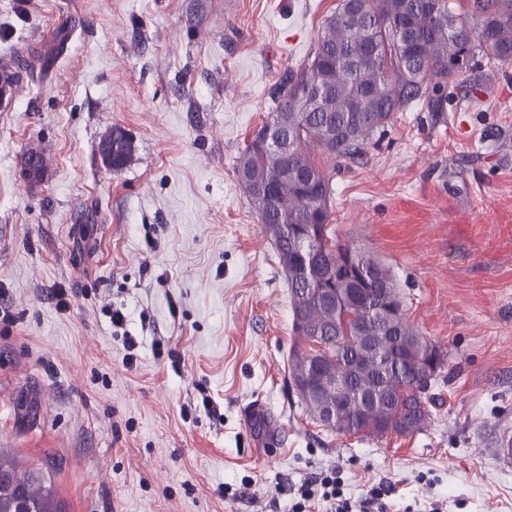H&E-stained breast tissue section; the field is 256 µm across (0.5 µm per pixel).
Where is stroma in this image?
Instances as JSON below:
<instances>
[{"instance_id":"stroma-1","label":"stroma","mask_w":512,"mask_h":512,"mask_svg":"<svg viewBox=\"0 0 512 512\" xmlns=\"http://www.w3.org/2000/svg\"><path fill=\"white\" fill-rule=\"evenodd\" d=\"M337 4L0 0V54L31 59L0 112V455L52 460L70 512H291L333 471L355 505L383 483L393 512H512L496 460L512 436V63L480 54L474 101L398 113L357 161L316 158L332 229L388 266L407 321L448 352L431 425L341 435L286 383L309 346L234 168ZM116 129L119 170L101 155ZM28 400L42 417L17 423ZM105 159L112 164V168L121 169L128 161L131 144L124 134L120 132L113 133L102 148Z\"/></svg>"}]
</instances>
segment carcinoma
I'll return each mask as SVG.
<instances>
[{
	"label": "carcinoma",
	"instance_id": "obj_1",
	"mask_svg": "<svg viewBox=\"0 0 512 512\" xmlns=\"http://www.w3.org/2000/svg\"><path fill=\"white\" fill-rule=\"evenodd\" d=\"M362 14L353 22L343 3L330 16L298 70H289L273 97V107L264 125L280 126L296 137L288 158L248 144L236 161L237 178L254 183H273L282 202L275 203L253 192L254 204L265 230L284 224L288 231L270 235L286 279L290 297H295L297 267L289 259L304 244V260L316 277L310 288H345L347 282L361 289L362 298L336 297V312L322 311L315 324L297 326L300 307L291 301L295 334L311 345L301 358L308 370H299V360L290 363L289 384L304 405L305 392L320 386L322 368H334L343 379L336 389V422L330 430L344 435L383 439L423 432L436 411L433 395H420L434 386L438 377L428 373L425 362L439 352H448L428 341L409 326L403 302L389 269L375 256L357 250L358 272L341 276L339 254L351 245L330 233V177L312 158L317 150L336 162L357 160L376 135L392 124L399 112L429 102L436 93L455 97L462 86L460 72L448 63L460 54L470 60L487 49L502 62L512 61V0H469L467 11L458 12L451 0H362ZM403 24L418 35L399 46L396 26ZM321 93L317 109L309 111L298 93ZM105 159L118 170L128 161L131 144L124 134H112L102 148ZM292 174L279 181L283 167ZM394 304L396 326L412 342L396 338L378 364L368 366L357 358L364 347L365 333H374L380 323L367 319L366 307ZM414 428L389 432L377 426L374 414L391 421L398 409ZM6 482L14 496L0 494V512H19L31 502L38 512H68V505L39 467H18L13 459L0 456V484Z\"/></svg>",
	"mask_w": 512,
	"mask_h": 512
}]
</instances>
